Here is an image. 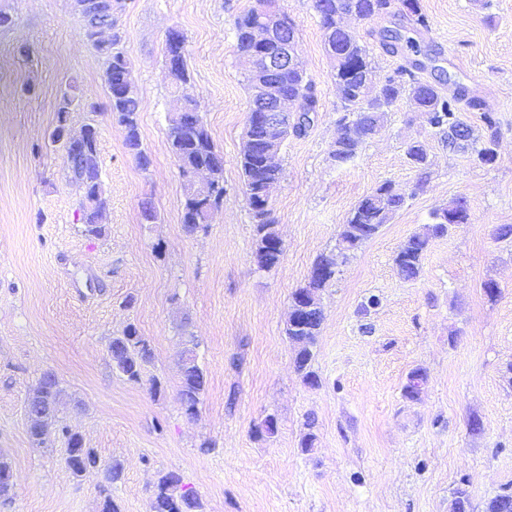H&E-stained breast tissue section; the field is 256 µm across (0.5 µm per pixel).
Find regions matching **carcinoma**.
Wrapping results in <instances>:
<instances>
[{"label":"carcinoma","mask_w":512,"mask_h":512,"mask_svg":"<svg viewBox=\"0 0 512 512\" xmlns=\"http://www.w3.org/2000/svg\"><path fill=\"white\" fill-rule=\"evenodd\" d=\"M403 11L410 17L412 26L419 32L429 27L426 14L420 8L419 0H400ZM391 0H314L320 26L324 32L326 52L334 60V81L341 101L344 116L340 120V136L336 139L335 149L329 152L332 162L348 163L354 159L363 146L382 129L386 112L398 100L409 98L417 111L421 112L427 124L443 137L452 151H467L472 160L480 165L494 162L496 151L497 119L491 112L481 113V120L490 135L480 139L474 135L470 125L464 122L459 112L463 98L459 94L449 96L438 86L418 76L422 64L400 65L388 75L376 90H371L373 79V61L370 50L360 39L356 31L344 25V18L354 17L360 21L378 19L387 12ZM256 20L255 9L249 8L239 14L234 21L237 55L246 59L254 52L251 29ZM106 58L105 85L108 92V112L125 129V144L140 167L148 165V156L142 149L138 125V113L141 101L136 91L121 95V87L130 79L127 52L121 40L115 38L106 48H97ZM277 83L283 92L296 99L303 110V123L293 128L292 135L306 133L312 122L311 114L317 111V95L314 85L307 80L305 73H281ZM168 139L171 150L180 159L179 169L184 173L189 169L209 167L220 151L203 121L200 111L191 113L189 121L182 124H169ZM406 156L412 167L424 169L428 166V151L424 143L414 141L407 145ZM245 195L255 220L256 241L278 240L280 236L274 230L269 199L260 195L261 189L281 175V164L266 165L261 156L246 155L240 158ZM73 177L88 188V194L95 197L96 207L89 209L87 200H82L79 208L83 232L90 236L101 233L103 215L108 205L99 162V148H94L89 164L75 162L72 165ZM224 201V170H216L214 185L204 197L184 196L183 214H197L198 222L184 223L189 233L206 230L204 216L209 207ZM406 202V196L397 192L389 183L380 185L374 193L364 197L342 225L336 240V249L351 252L372 239L387 224L390 216L399 211ZM457 214L456 223L463 224L467 219V201L459 198L447 207L435 210L432 222L425 224L411 234L399 247L395 256V265L399 274L406 280L418 278L422 261L432 240L448 235L452 223L446 220L448 212ZM333 257L322 256L312 265V269L322 270L319 278L308 277L305 286L291 294V306L303 303V297L314 295L326 288L335 277L330 266ZM325 319L321 304L304 313V319L298 324L288 323L286 335L297 347L295 354L296 370L303 381L311 386L319 383L318 376L311 370L312 347L315 345ZM113 368L130 382L142 380L145 364L152 358L149 342L141 336L137 328L129 324L122 333L112 338L109 346ZM425 373L416 368L410 372L404 394L415 399L421 392ZM206 378L199 366L193 350H188L181 363L180 398L186 415H197L201 396L204 393ZM59 395V384L45 388L40 381L33 389V400L50 408L49 416L41 419L33 417L29 428L30 437L35 443H42L49 425L55 417V405ZM67 438L66 467L75 477H81L98 468L94 453L86 448L81 435L65 431ZM14 488L11 465L0 456V504L12 500ZM201 504L198 498L182 487L181 477L173 472L163 475L157 485L155 512H199ZM484 512H512V492L503 490L490 498Z\"/></svg>","instance_id":"carcinoma-1"}]
</instances>
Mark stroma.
I'll list each match as a JSON object with an SVG mask.
<instances>
[{"instance_id": "35a3bbf8", "label": "stroma", "mask_w": 512, "mask_h": 512, "mask_svg": "<svg viewBox=\"0 0 512 512\" xmlns=\"http://www.w3.org/2000/svg\"><path fill=\"white\" fill-rule=\"evenodd\" d=\"M254 0H126L118 31L141 100L139 126L151 157L141 169L112 120L105 59L86 40L73 0H0V455L14 495L0 512H154L156 484L180 475L202 512H452L465 486L474 512L512 488V243L493 238L512 224V0H420L429 31H414L400 6L374 21L350 20L376 63L389 28L413 40L410 60L445 91L466 88L480 104L463 113L476 134L496 113L497 159L476 165L449 151L409 99L347 165L329 159L340 100L333 61L312 0H278L294 24L319 99L306 134L289 137L270 196L285 251L278 266L253 262L255 236L239 165L249 111L234 20ZM186 37L187 89L164 66L169 28ZM440 82V81H439ZM190 95L224 155V202L207 230L181 223L184 179L167 144L168 116ZM67 122L99 130L109 210L97 237L79 223L81 191L51 143L63 97ZM424 142L425 170L406 145ZM391 182L406 203L377 236L336 255L356 204ZM468 202L466 223L433 240L417 279L394 264L401 243L434 209ZM157 218H142L143 204ZM335 254L338 274L321 293L325 320L314 349L318 386L303 382L285 330L290 295L314 261ZM499 295L488 299L483 282ZM378 306L362 311L369 296ZM151 344L140 383L112 367L108 346L127 324ZM193 348L207 374L196 417L180 401V365ZM416 399L403 388L413 369ZM61 389L46 442L35 445L25 411L38 379ZM274 435L253 430L266 416ZM480 421V431L470 429ZM99 461L76 478L64 430ZM313 431L312 448L301 446ZM120 463L117 482L106 469Z\"/></svg>"}]
</instances>
